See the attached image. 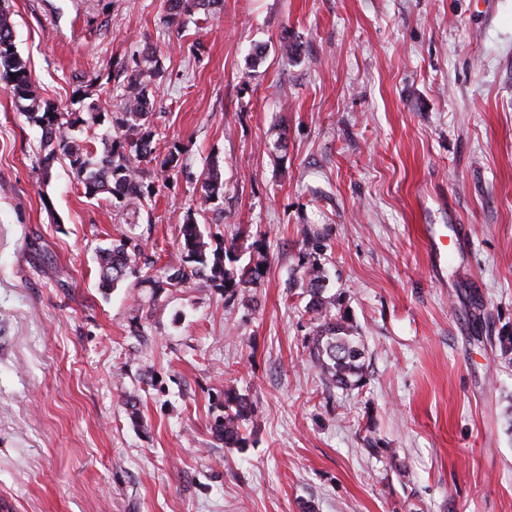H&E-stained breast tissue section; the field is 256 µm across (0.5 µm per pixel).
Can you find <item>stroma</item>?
Listing matches in <instances>:
<instances>
[{"label": "stroma", "instance_id": "35a3bbf8", "mask_svg": "<svg viewBox=\"0 0 512 512\" xmlns=\"http://www.w3.org/2000/svg\"><path fill=\"white\" fill-rule=\"evenodd\" d=\"M42 95L102 111L152 48L151 121L186 170L133 216L67 164L0 80V504L8 512H512V0H9ZM296 51L282 57L281 39ZM283 149L273 150L278 135ZM224 221L265 240L252 297L99 286L134 232L180 260L209 159ZM362 336L365 384L309 357L301 226ZM459 238L439 258L427 235ZM234 383L249 444L210 430ZM223 0H169L170 22L180 23L183 16L203 12L205 19L220 17Z\"/></svg>", "mask_w": 512, "mask_h": 512}]
</instances>
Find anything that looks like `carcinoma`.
Returning a JSON list of instances; mask_svg holds the SVG:
<instances>
[{
    "label": "carcinoma",
    "instance_id": "carcinoma-1",
    "mask_svg": "<svg viewBox=\"0 0 512 512\" xmlns=\"http://www.w3.org/2000/svg\"><path fill=\"white\" fill-rule=\"evenodd\" d=\"M222 0H169L170 22L185 15L203 13L205 18L220 16ZM127 73L126 92L119 111L112 113L110 127L99 137L101 149L74 134L87 122L102 123L99 105H84L87 117L70 112L41 96L34 84L28 60L17 50L15 23L11 9L0 0V79L5 81L17 108L42 131L43 157L39 166L48 178L53 164L67 162L85 195H104L123 210L136 207L156 195L157 183L170 179L184 165L183 150L176 144L161 152L150 123L151 95L161 76L157 56L144 51L133 66H122ZM199 203L186 210L181 225L179 249L182 263L156 267L157 261L145 259L138 264L140 246L124 234L112 245L98 250L99 287L109 290L119 282L134 278L135 285L151 288H222L224 295L236 297L260 285L268 262L263 240H255L244 251L248 261L241 265L235 244L225 240L210 243L198 224L197 216L215 210V202L224 197L223 167L216 159L207 162L199 175ZM304 253L300 264L303 293L309 296L305 311L313 328L309 355L319 368L328 387L357 388L365 377V347L354 336V326L336 306V295L328 294L327 275L320 261L326 248L324 237L312 228L300 231ZM254 414L253 403L234 385L224 388V414L215 418L211 431L226 448H245L248 438L244 423Z\"/></svg>",
    "mask_w": 512,
    "mask_h": 512
}]
</instances>
